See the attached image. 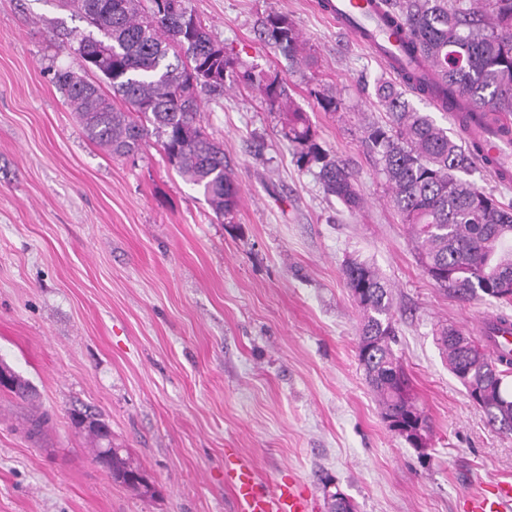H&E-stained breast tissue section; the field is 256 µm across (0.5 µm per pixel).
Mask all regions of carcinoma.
Here are the masks:
<instances>
[{"instance_id":"carcinoma-1","label":"carcinoma","mask_w":512,"mask_h":512,"mask_svg":"<svg viewBox=\"0 0 512 512\" xmlns=\"http://www.w3.org/2000/svg\"><path fill=\"white\" fill-rule=\"evenodd\" d=\"M387 25L403 26L401 50L432 61L434 75L404 74L397 85L380 79L375 95L389 114L386 125L366 127L363 142L378 157L391 203L410 226L424 272L440 288L461 298L481 295L512 300V205L467 179L474 151L404 98V86L443 107L458 96L487 115L512 114V0H382ZM60 0L100 33L74 48L83 64L54 73V82L85 136L114 155L138 152L149 134L158 136L169 164L202 190L218 218L232 215L239 188L224 148L197 124L202 96L244 87L258 91L280 117V136L294 149L299 169H316L323 191L349 209L362 204L346 163L318 140L307 112L297 103L288 77L247 63L234 47L216 41L187 0ZM261 41L288 61L289 72L306 75L315 59L302 33L285 14H269L257 26ZM108 83L107 94L102 83ZM323 112H341L344 100L321 84L308 88ZM125 107L118 108L113 98ZM346 287L362 312L357 358L375 393L383 421L429 418L411 394L410 379L391 346L395 338L391 293L379 271L351 261ZM451 374L476 402L490 425L512 432V355L494 353L453 326L437 338ZM372 346L365 357L362 348ZM139 469L112 455V478L123 484Z\"/></svg>"}]
</instances>
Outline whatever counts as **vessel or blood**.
<instances>
[{
	"label": "vessel or blood",
	"instance_id": "vessel-or-blood-1",
	"mask_svg": "<svg viewBox=\"0 0 512 512\" xmlns=\"http://www.w3.org/2000/svg\"><path fill=\"white\" fill-rule=\"evenodd\" d=\"M327 12L359 44L376 50L389 72L400 73L394 60L399 46L395 39L383 38L380 11L369 0H331ZM465 139L480 147L478 159L494 176L512 171V118L502 115L493 123L475 113ZM224 484L231 490L238 512H312V497L306 487L291 479L261 484L253 466L233 453L224 460ZM466 512H512V477L496 479L472 494Z\"/></svg>",
	"mask_w": 512,
	"mask_h": 512
}]
</instances>
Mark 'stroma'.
I'll return each mask as SVG.
<instances>
[{"label":"stroma","instance_id":"obj_1","mask_svg":"<svg viewBox=\"0 0 512 512\" xmlns=\"http://www.w3.org/2000/svg\"><path fill=\"white\" fill-rule=\"evenodd\" d=\"M314 0H189L247 61L287 71L256 21L288 15L316 59L314 76L346 102L319 109L291 76L322 145L353 168L350 211L299 169L258 94L203 99L198 122L224 147L240 202L216 219L165 160L157 136L137 154L87 139L53 81L78 68L89 34L59 0H0V363L32 386L53 427L21 428L23 399L0 388V512H236L224 485L235 450L264 483L299 480L328 512L332 479L358 512H462L465 496L512 476V433L488 424L436 341L477 334L512 304L462 299L423 272L407 225L362 137L389 117L375 85L389 73L324 18ZM358 258L390 285L397 342L432 424L428 458L391 432L356 357L361 314L343 268ZM90 408L112 445L156 488L115 482L71 421Z\"/></svg>","mask_w":512,"mask_h":512}]
</instances>
